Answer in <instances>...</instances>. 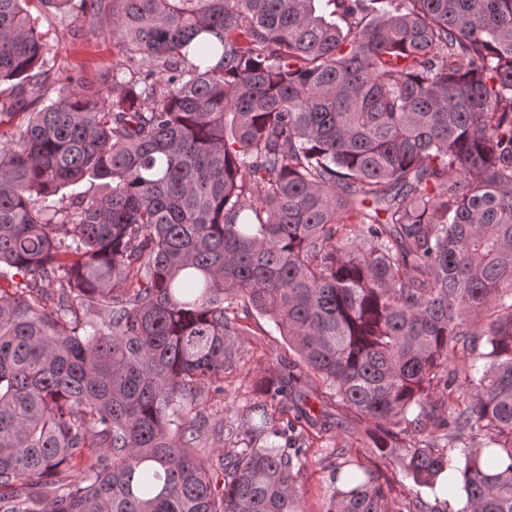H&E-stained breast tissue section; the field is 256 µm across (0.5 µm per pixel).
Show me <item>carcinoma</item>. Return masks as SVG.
Returning a JSON list of instances; mask_svg holds the SVG:
<instances>
[{
    "instance_id": "carcinoma-1",
    "label": "carcinoma",
    "mask_w": 512,
    "mask_h": 512,
    "mask_svg": "<svg viewBox=\"0 0 512 512\" xmlns=\"http://www.w3.org/2000/svg\"><path fill=\"white\" fill-rule=\"evenodd\" d=\"M50 9L107 23L106 93L47 67ZM2 82L0 512H301L308 449L251 442L335 425L310 379L427 436L448 512H512V0H0ZM240 307L300 374L214 459ZM331 475L333 512H428Z\"/></svg>"
}]
</instances>
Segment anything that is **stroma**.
<instances>
[{"mask_svg":"<svg viewBox=\"0 0 512 512\" xmlns=\"http://www.w3.org/2000/svg\"><path fill=\"white\" fill-rule=\"evenodd\" d=\"M41 24L50 34L51 53L57 66L79 72L92 87H102L118 60L112 38L100 35L87 22L54 11L46 13ZM239 324L241 334L234 339V366L224 374V393L205 395L212 413L201 430L199 445L209 450L239 447V435L253 415L258 380L279 378L287 367L299 363L296 353L268 317L252 312L241 315ZM329 410L338 421L330 431L320 432L306 425L299 429L309 450V462L298 478L303 512H329V476L338 450L346 451L348 458L389 479L396 494L420 493L433 512H444L447 502L456 501L453 493L437 499L429 490H417L400 468V450L380 455L363 425L353 421L349 412L335 404Z\"/></svg>","mask_w":512,"mask_h":512,"instance_id":"1","label":"stroma"}]
</instances>
